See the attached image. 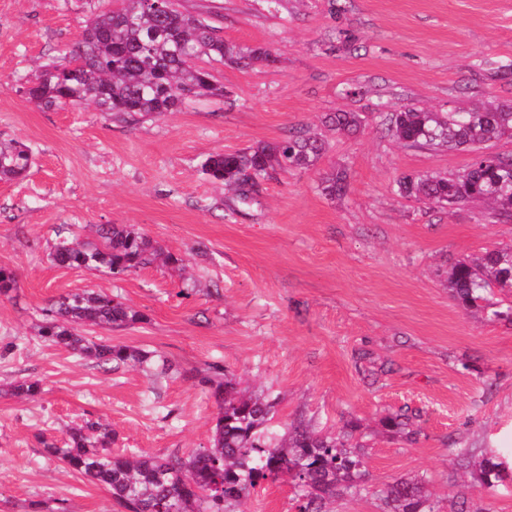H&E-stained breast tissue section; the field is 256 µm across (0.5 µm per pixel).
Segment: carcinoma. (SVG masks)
I'll return each instance as SVG.
<instances>
[{"mask_svg": "<svg viewBox=\"0 0 512 512\" xmlns=\"http://www.w3.org/2000/svg\"><path fill=\"white\" fill-rule=\"evenodd\" d=\"M203 55L231 64L273 61L264 48L245 50L224 41L205 19L181 11L179 0H125L121 9L94 12L74 48L62 62L47 65L27 94L47 109L85 102L113 118L136 122L174 112L193 97L224 96V86L195 63ZM376 118L412 148L477 150L512 135V102L449 112L407 104L394 112L381 108ZM367 121L358 112L325 115V123L338 132L357 130ZM325 151L324 139L300 127L274 143L211 154L202 171L224 182L241 200L250 201L258 179L313 167ZM32 164V154L23 143H0V181L25 177ZM346 188L344 170L332 171L321 182L322 192L330 197L342 195ZM395 192L439 207L483 200L496 206V214L512 218V154L481 153L456 177L408 174L396 181ZM161 255V248L132 226L99 224L95 240L62 239L53 246L51 259L59 267H105L122 275L152 265ZM448 288L465 307L484 308L492 289H512V247H496L476 260L456 263ZM142 319L110 294L69 293L46 310L39 335L105 369L138 366L165 377L173 366L156 354L124 344L96 343L81 334L85 326L124 327ZM200 383L217 408L207 448L185 457L114 454L108 428L87 421L67 429L64 446L47 444L46 451L108 490L121 512H238L237 506L260 482L281 478L293 484L296 512H332L329 505L336 497L364 493L380 501L382 512H434L431 493L417 478L370 489L362 470L363 445L353 434L325 433L304 423L278 434L269 427L275 401L240 387L233 374L220 369ZM15 391L33 400L42 389L38 381L24 380ZM413 419L401 411L387 418L386 426L410 437ZM473 465L481 484L494 488L509 477L508 449L484 450Z\"/></svg>", "mask_w": 512, "mask_h": 512, "instance_id": "obj_1", "label": "carcinoma"}]
</instances>
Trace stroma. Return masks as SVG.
<instances>
[{
  "label": "stroma",
  "instance_id": "stroma-1",
  "mask_svg": "<svg viewBox=\"0 0 512 512\" xmlns=\"http://www.w3.org/2000/svg\"><path fill=\"white\" fill-rule=\"evenodd\" d=\"M224 39L276 62L198 61L224 97L129 124L87 104L44 109L26 89L90 17L80 0H0V141L32 152L25 178L0 181V512H117L111 494L49 455L66 429L109 426L117 453L185 456L209 446L217 409L199 379L214 367L279 399L276 424L302 421L362 437L371 485L425 480L439 512H512V482L479 486L461 448L512 447V322L490 321L448 290L452 266L512 245V218L480 201L451 209L396 195L406 174L466 170L471 151L410 148L378 121L336 133L338 110L413 104L436 112L512 100L494 78L512 60V0H182ZM325 139L316 167L259 181L240 201L201 170L217 152L284 138ZM346 169L343 196L321 177ZM131 224L184 260L115 278L56 266L62 238ZM83 290L143 315L87 326L97 343L162 355L175 372L104 370L38 334L44 310ZM37 379L34 401L13 385ZM416 410L415 441L385 425ZM289 483L266 481L243 512H295Z\"/></svg>",
  "mask_w": 512,
  "mask_h": 512
}]
</instances>
